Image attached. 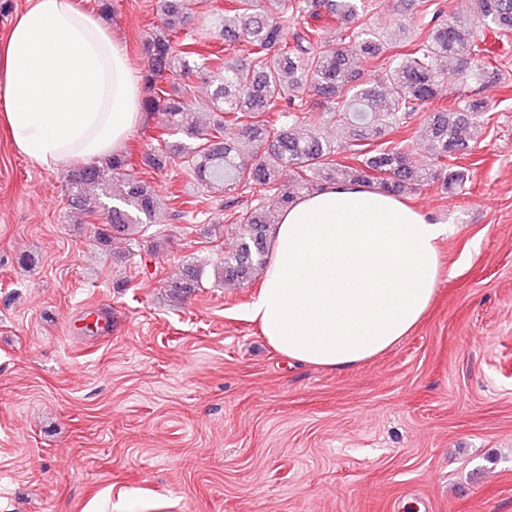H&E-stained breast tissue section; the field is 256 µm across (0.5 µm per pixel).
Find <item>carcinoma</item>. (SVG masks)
<instances>
[{
    "instance_id": "obj_1",
    "label": "carcinoma",
    "mask_w": 512,
    "mask_h": 512,
    "mask_svg": "<svg viewBox=\"0 0 512 512\" xmlns=\"http://www.w3.org/2000/svg\"><path fill=\"white\" fill-rule=\"evenodd\" d=\"M422 23L411 31L399 20L339 37L323 39L322 30L304 23L317 9L349 21L369 10L372 0H279L278 12L261 0H233L215 18L232 55H203L197 40L180 38L191 22L188 0H163V24L143 43L146 94L142 110L160 112L165 122L144 164L161 169L168 159H183L189 175L211 193L224 195V209L238 226L237 248L224 255L214 277L245 284L262 273L269 258V237L279 213L302 197L330 185L365 184L396 196L438 182L461 188L467 169L450 170L445 160L465 154L488 104L465 93L472 83L499 79L497 40L512 33V0H477V14L488 34H478L472 19L446 14L434 0H409ZM383 60L384 74L363 78L361 63ZM456 63L458 94L452 105L426 118L419 149L429 163L413 160V137L387 139L408 127L416 112L433 103L445 80L440 66ZM212 74L217 78L206 125L189 111L191 86L168 92L171 77ZM327 111H317L320 103ZM349 132L353 163L336 159L338 146L321 133L327 117ZM256 145L249 157L242 140ZM128 157L114 154L67 171L70 212L87 222L106 214L96 233L100 243L117 232L140 237L155 222L161 195L146 181L125 180ZM209 264L186 260L164 283L174 299L202 286Z\"/></svg>"
}]
</instances>
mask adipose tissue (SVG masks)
<instances>
[{"mask_svg":"<svg viewBox=\"0 0 512 512\" xmlns=\"http://www.w3.org/2000/svg\"><path fill=\"white\" fill-rule=\"evenodd\" d=\"M140 78L77 0H27L0 43V117L19 154L53 169L120 150L141 118ZM447 225L377 189L333 185L286 208L248 309L268 343L351 368L420 322L441 276Z\"/></svg>","mask_w":512,"mask_h":512,"instance_id":"adipose-tissue-1","label":"adipose tissue"}]
</instances>
